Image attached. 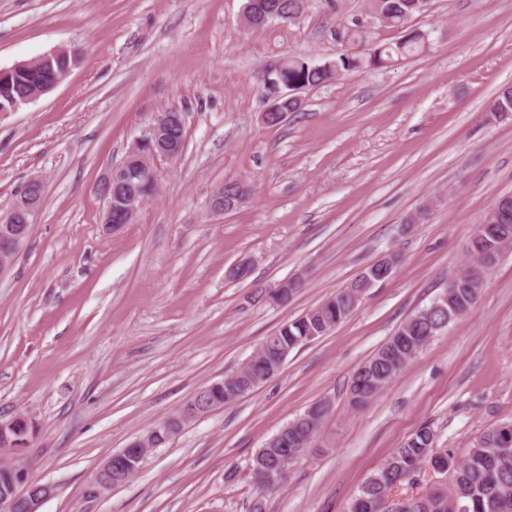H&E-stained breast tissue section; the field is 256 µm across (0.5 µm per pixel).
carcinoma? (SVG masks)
<instances>
[{
	"label": "carcinoma",
	"instance_id": "cac0c4a2",
	"mask_svg": "<svg viewBox=\"0 0 512 512\" xmlns=\"http://www.w3.org/2000/svg\"><path fill=\"white\" fill-rule=\"evenodd\" d=\"M370 8L392 26H403L423 4L416 0H369ZM244 9L258 20L276 13L279 21H291L305 10L304 0H246ZM425 35L411 31L393 45H366L359 52L342 54L334 61L313 64L302 57L284 59L279 74L280 89L289 92L281 99L280 111H298L292 91L325 83L340 72L366 67H381L402 58L412 57L425 47ZM61 75L58 65H35L20 70L0 83V111L23 106V100L42 85ZM490 112H512V86L502 87L490 106ZM366 281L357 278L347 287L326 297L305 314L284 322L265 338L257 354L233 374L220 380V385L204 392L201 401L208 409L232 404L258 388L252 383L267 374L266 364L279 354L304 346L333 330L358 307ZM476 303L469 283L460 282L451 291V303L440 297L409 316L392 336L360 366L349 385L350 406L359 409L370 404L390 386L403 369L431 342L448 329L457 316L465 315ZM326 408L304 413L287 423V443L279 448H260L254 455L251 471L258 493L270 490L264 475L276 469L282 460L293 462L306 457L316 448V437L323 424ZM191 419L189 406L171 418V435L154 437L152 447L171 441L184 421ZM449 475V483L433 488L420 497L402 498L400 512H512V420L485 430L470 449L465 460H456L447 448L436 446V435L428 426L416 430L400 447L394 449L384 463L373 471L354 494L347 512H384L382 504L390 490L410 479L424 468Z\"/></svg>",
	"mask_w": 512,
	"mask_h": 512
}]
</instances>
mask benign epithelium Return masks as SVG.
<instances>
[{"label":"benign epithelium","instance_id":"benign-epithelium-1","mask_svg":"<svg viewBox=\"0 0 512 512\" xmlns=\"http://www.w3.org/2000/svg\"><path fill=\"white\" fill-rule=\"evenodd\" d=\"M178 126L185 127L182 113L174 109L160 112L128 151L141 169L155 180L158 179V162H172L185 150L186 142L177 147L173 143L174 128ZM118 182L119 169L114 168L99 185L100 194L107 201L102 214L103 230L107 234L132 223L146 202L135 192L118 193ZM26 186L29 194L16 201L9 213L0 218L4 223L0 251L4 253L15 252L24 244L39 211V192L44 189L42 180L33 178L26 182ZM29 423L30 417L22 412L7 419L0 418V469L11 475L9 484L0 487V512H40L43 502L54 493L53 486L29 479L26 466L18 462V456L28 447L30 440L27 434L20 432L19 425ZM147 444L148 437L141 435L104 459L95 476L97 489L102 492L112 490L114 463L125 466L127 479L137 473L141 469L139 462L148 451Z\"/></svg>","mask_w":512,"mask_h":512}]
</instances>
